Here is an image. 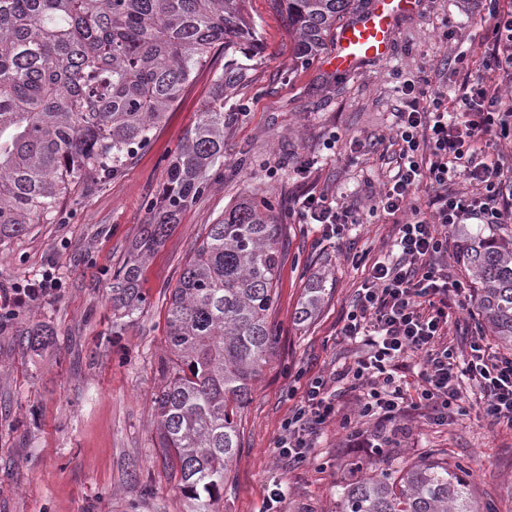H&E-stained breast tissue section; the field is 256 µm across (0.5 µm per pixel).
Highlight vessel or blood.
Instances as JSON below:
<instances>
[{"label": "vessel or blood", "mask_w": 512, "mask_h": 512, "mask_svg": "<svg viewBox=\"0 0 512 512\" xmlns=\"http://www.w3.org/2000/svg\"><path fill=\"white\" fill-rule=\"evenodd\" d=\"M418 6L419 0H372L360 17L338 31L336 48L329 58L330 68L344 73L367 61L387 59L398 21Z\"/></svg>", "instance_id": "1"}]
</instances>
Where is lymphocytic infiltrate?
Here are the masks:
<instances>
[{"instance_id":"obj_1","label":"lymphocytic infiltrate","mask_w":512,"mask_h":512,"mask_svg":"<svg viewBox=\"0 0 512 512\" xmlns=\"http://www.w3.org/2000/svg\"><path fill=\"white\" fill-rule=\"evenodd\" d=\"M488 21L482 70L460 85L459 111L449 112L444 91H436L422 108L412 98L415 83L404 87L409 102L396 115L398 171L378 201L388 216L402 219L394 242L397 255L372 264L340 329L342 336L362 337L370 352L351 369L308 382L275 442L288 469L306 463L314 440L337 417L350 437L372 448L384 440L388 424L408 410L446 422L451 411L462 408L465 379L480 392L483 417L512 427V355L491 353L484 338L474 335L463 339L464 356L448 346V297L462 283L439 263L448 254L449 227L469 220L512 222V166L486 161L480 149L488 137L512 141V104L501 96L502 85L512 83V9L489 0ZM456 181L468 184L470 193L453 191ZM423 186L430 191L424 210L416 199ZM297 216L300 223L321 225L323 234L335 236L361 222L358 214L311 195L300 202ZM414 358L420 370L410 388L392 370ZM344 389L357 392L358 414L373 418L371 429L340 416Z\"/></svg>"}]
</instances>
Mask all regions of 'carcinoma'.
Segmentation results:
<instances>
[{
  "instance_id": "cac0c4a2",
  "label": "carcinoma",
  "mask_w": 512,
  "mask_h": 512,
  "mask_svg": "<svg viewBox=\"0 0 512 512\" xmlns=\"http://www.w3.org/2000/svg\"><path fill=\"white\" fill-rule=\"evenodd\" d=\"M306 59L351 0H279ZM246 0H0V240L54 211L77 181L120 173L219 44L254 39ZM244 79L225 67L185 143L167 164L162 213L142 227L112 282V309L143 303L141 265L224 162V89ZM279 225L266 199L245 197L208 227L171 292L168 356L153 395L163 464L180 473L196 512H213L239 448L238 415L270 351ZM478 280L480 325L512 349V226L484 224L456 241ZM325 288L306 289L305 322ZM342 512H475L468 475L433 460L342 486Z\"/></svg>"
}]
</instances>
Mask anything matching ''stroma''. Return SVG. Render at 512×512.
<instances>
[{
	"instance_id": "1",
	"label": "stroma",
	"mask_w": 512,
	"mask_h": 512,
	"mask_svg": "<svg viewBox=\"0 0 512 512\" xmlns=\"http://www.w3.org/2000/svg\"><path fill=\"white\" fill-rule=\"evenodd\" d=\"M246 6L256 45L215 47L121 173L72 185L43 223L0 241V287L48 271L59 279L52 295L0 316V512H192L179 473L163 465L154 424L166 313L209 225L247 196L269 200L279 225L276 302L268 314L274 344L242 413L240 448L214 512H339L345 483L423 459L462 464L475 508L507 512L512 427L479 418L471 400L467 415L443 424L409 411L402 426H389L396 444L383 452L350 441L337 419L298 471H287L274 448L308 380L359 354L360 345L338 330L366 265L390 255L397 233L378 208L379 188L394 173L392 154L351 145L388 133L405 107L407 79L420 77L424 105L442 87L457 95L461 77L442 62L463 53L479 64L484 0H420L400 19L390 57L348 74L328 66L334 38L318 55L296 59L295 36L275 0ZM228 63L245 68L246 78L224 94V164L147 258L136 317L115 315L112 276L155 216L168 160L198 124ZM307 159L312 167L300 172ZM308 194L355 206L362 226L328 239L316 225L299 223L297 201ZM319 280L326 286L322 307L311 320L295 321L305 288ZM22 327L43 330L42 344L18 346ZM276 484L284 495L271 505Z\"/></svg>"
}]
</instances>
